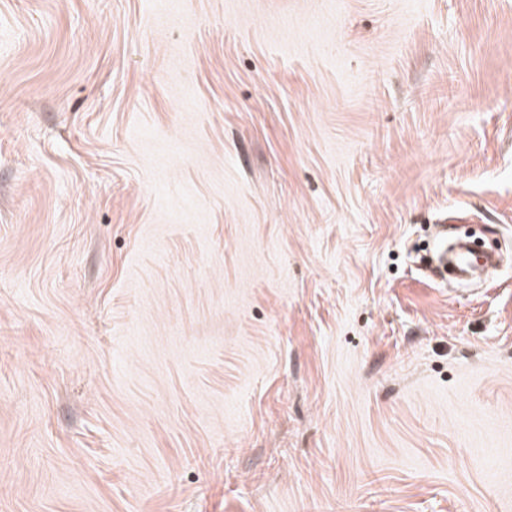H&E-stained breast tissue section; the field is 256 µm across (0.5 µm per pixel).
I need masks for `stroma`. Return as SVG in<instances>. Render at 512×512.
Returning <instances> with one entry per match:
<instances>
[{"label":"stroma","instance_id":"stroma-1","mask_svg":"<svg viewBox=\"0 0 512 512\" xmlns=\"http://www.w3.org/2000/svg\"><path fill=\"white\" fill-rule=\"evenodd\" d=\"M0 512H512V0H0Z\"/></svg>","mask_w":512,"mask_h":512}]
</instances>
